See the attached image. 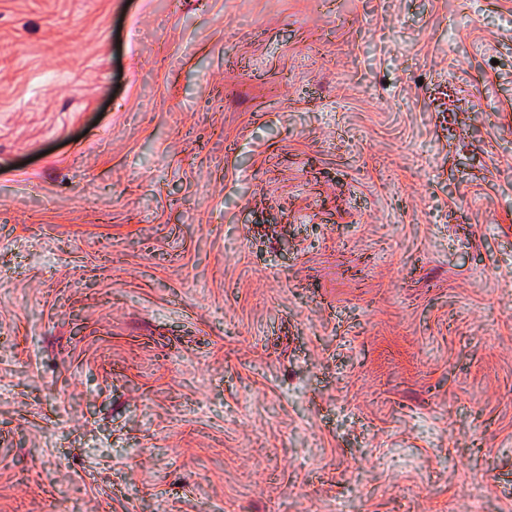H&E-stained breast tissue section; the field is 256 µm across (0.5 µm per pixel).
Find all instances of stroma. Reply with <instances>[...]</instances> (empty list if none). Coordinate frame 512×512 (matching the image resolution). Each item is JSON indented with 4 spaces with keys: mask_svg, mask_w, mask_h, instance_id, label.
<instances>
[{
    "mask_svg": "<svg viewBox=\"0 0 512 512\" xmlns=\"http://www.w3.org/2000/svg\"><path fill=\"white\" fill-rule=\"evenodd\" d=\"M0 512H512V0H0Z\"/></svg>",
    "mask_w": 512,
    "mask_h": 512,
    "instance_id": "35a3bbf8",
    "label": "stroma"
}]
</instances>
